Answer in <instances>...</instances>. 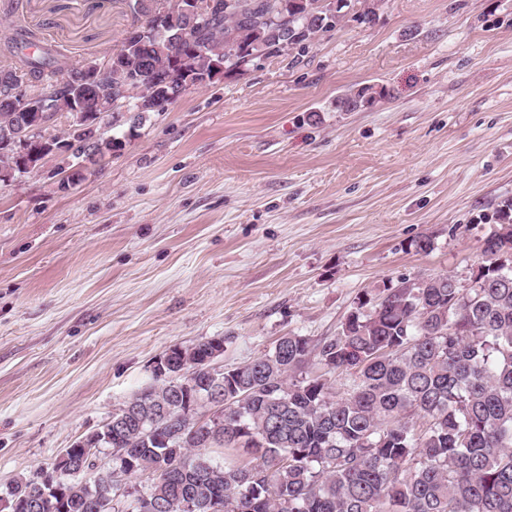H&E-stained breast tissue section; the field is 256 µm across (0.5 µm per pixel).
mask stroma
<instances>
[{"label":"stroma","instance_id":"stroma-1","mask_svg":"<svg viewBox=\"0 0 512 512\" xmlns=\"http://www.w3.org/2000/svg\"><path fill=\"white\" fill-rule=\"evenodd\" d=\"M132 21L128 0H0V63L20 31L101 60ZM354 84L388 95L333 111ZM59 165L0 182V488L109 421L169 347L223 337L230 369L336 336L385 283L469 286L512 197V0H383L190 89L70 191Z\"/></svg>","mask_w":512,"mask_h":512}]
</instances>
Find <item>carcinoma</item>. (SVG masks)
I'll return each mask as SVG.
<instances>
[{
  "mask_svg": "<svg viewBox=\"0 0 512 512\" xmlns=\"http://www.w3.org/2000/svg\"><path fill=\"white\" fill-rule=\"evenodd\" d=\"M234 6L191 33L206 49L185 69L197 78L224 67L243 73L261 59L306 52L344 22L350 0L331 11L323 0H231ZM166 26L187 23L181 0H129L133 16L149 4ZM170 48L151 34L112 52L115 111L99 133L100 152L122 148L154 114L159 68ZM149 59L153 67H143ZM29 89L54 91L49 128L69 118L78 100L67 68L47 56L25 59ZM57 75L44 83L46 69ZM385 97L375 85L350 86L338 112H356ZM509 228L483 240L471 283L452 276L384 285L377 303L365 296L339 334L319 344L279 338L273 349L224 373V405L167 446L146 443L143 430L177 423L182 406L172 381L152 378L125 405L139 420L123 422L105 447L131 449V475H152L150 497L185 512V497L218 498L224 512H512V197L497 204ZM315 361L351 372L342 396L320 376L301 375ZM255 464L231 459L238 449ZM222 450L224 461L211 453ZM35 474L14 479L17 512L37 494ZM71 479L62 507L41 512H99L97 499Z\"/></svg>",
  "mask_w": 512,
  "mask_h": 512,
  "instance_id": "cac0c4a2",
  "label": "carcinoma"
}]
</instances>
